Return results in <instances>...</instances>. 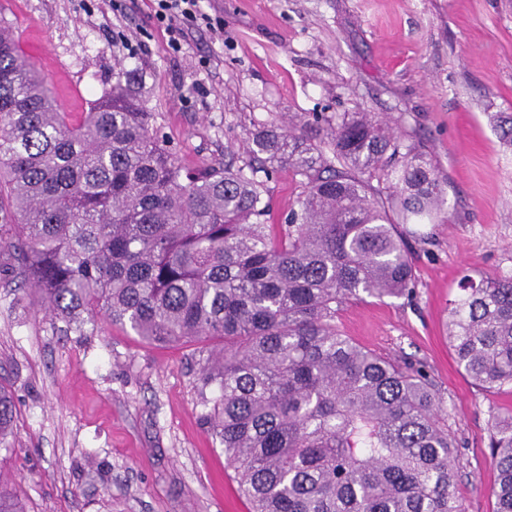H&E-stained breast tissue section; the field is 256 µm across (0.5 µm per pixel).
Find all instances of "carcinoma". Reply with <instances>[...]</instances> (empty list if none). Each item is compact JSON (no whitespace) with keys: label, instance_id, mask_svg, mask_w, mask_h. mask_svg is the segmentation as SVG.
Wrapping results in <instances>:
<instances>
[{"label":"carcinoma","instance_id":"carcinoma-1","mask_svg":"<svg viewBox=\"0 0 512 512\" xmlns=\"http://www.w3.org/2000/svg\"><path fill=\"white\" fill-rule=\"evenodd\" d=\"M155 119L120 69L70 122L0 23V196L21 283L79 326L101 313L146 343L212 346L204 420L252 512H464L444 397L336 326L354 300L414 292L407 238L428 237L409 225L444 203L425 153L355 112L324 119L325 148L305 124L264 123L242 164L188 172ZM279 169L302 192L268 224L258 174ZM460 290L447 323L458 366L512 392V274ZM14 415L0 385L3 447ZM489 448L494 512H512V415L493 418ZM0 512H24L1 485Z\"/></svg>","mask_w":512,"mask_h":512}]
</instances>
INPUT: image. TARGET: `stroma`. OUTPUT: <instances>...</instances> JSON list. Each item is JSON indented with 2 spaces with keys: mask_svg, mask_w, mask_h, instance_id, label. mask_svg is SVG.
<instances>
[{
  "mask_svg": "<svg viewBox=\"0 0 512 512\" xmlns=\"http://www.w3.org/2000/svg\"><path fill=\"white\" fill-rule=\"evenodd\" d=\"M223 40L192 31L180 48L154 0H0V21L79 119L137 70L156 136L182 163L244 154L245 131L275 118L366 110L423 147L446 204L429 241H410L412 296L340 311L346 336L424 366L443 394L465 512H493L488 435L512 392L482 388L445 336L464 276L512 272V0H201ZM271 223L300 193L291 171L267 179ZM195 347L152 345L103 316L82 327L41 309L0 271V383L16 415L0 480L26 512H250L204 422Z\"/></svg>",
  "mask_w": 512,
  "mask_h": 512,
  "instance_id": "35a3bbf8",
  "label": "stroma"
}]
</instances>
